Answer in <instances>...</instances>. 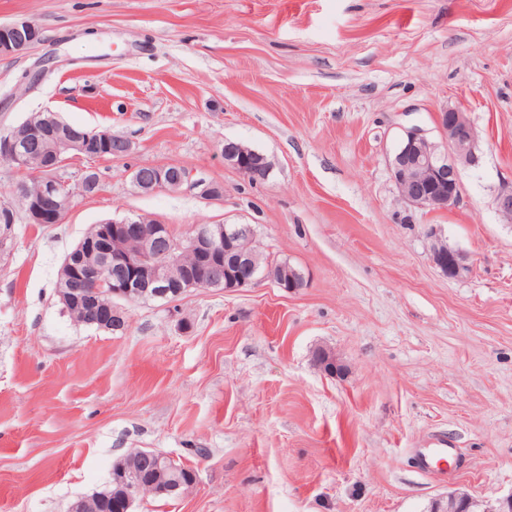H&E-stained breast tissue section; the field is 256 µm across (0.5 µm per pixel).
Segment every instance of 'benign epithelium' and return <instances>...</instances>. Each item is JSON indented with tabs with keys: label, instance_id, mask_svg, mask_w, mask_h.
<instances>
[{
	"label": "benign epithelium",
	"instance_id": "benign-epithelium-1",
	"mask_svg": "<svg viewBox=\"0 0 512 512\" xmlns=\"http://www.w3.org/2000/svg\"><path fill=\"white\" fill-rule=\"evenodd\" d=\"M40 41L38 28L25 19L0 25V55L20 56L29 52ZM437 128L444 143L439 144L419 128L405 132L389 160L391 178L400 199L421 210L447 209L455 206L461 197L459 169L471 165L476 159L478 133L458 106H447L437 114ZM26 134L12 130L0 136V159L13 165L27 162L45 137H54L58 146L67 150L83 147V139L56 113L49 112L44 123L35 126L27 121L20 125ZM224 164L241 172L251 181L268 178L272 163L258 151L239 142L224 140ZM134 186L145 192L157 189H180L188 185L199 190L205 199H218L223 191L211 183L193 181L190 172L182 166L157 165L150 182L133 176ZM64 185L53 175L44 180L40 195L31 203V219L43 224L59 221L67 207L62 198ZM498 212L507 223H512V187L503 188L495 198ZM102 232L112 240V247L102 250V258L87 280L97 288L88 294L79 288H60L57 294L62 303L84 310V305L94 303L101 309L95 323L110 329L112 320L120 318L114 310V301L135 303L147 293L167 298L178 296L181 289L216 288L226 285V290L236 291L257 281L269 280L277 288L292 293L297 288L295 278L278 276L272 268L257 273L247 242L256 239L251 224H196L191 233L177 238L166 224L155 222L148 227L135 218L112 219L105 222ZM94 240L80 241L66 254L64 266L82 275L81 264L85 250ZM432 261L450 279L464 277L470 270L467 256L459 250L448 249V254L432 252ZM214 266L224 267L229 278L222 280L205 275ZM148 457L154 460L157 478L143 481L135 464ZM172 457L157 449L133 448L112 466V481L100 493L112 496V485L121 493L120 512H132L138 499L148 496L173 494L178 498L187 495L198 483L196 470L188 471L186 478L173 484L166 474ZM431 512H512V496L496 504H480L464 491H452L443 500L433 503Z\"/></svg>",
	"mask_w": 512,
	"mask_h": 512
}]
</instances>
